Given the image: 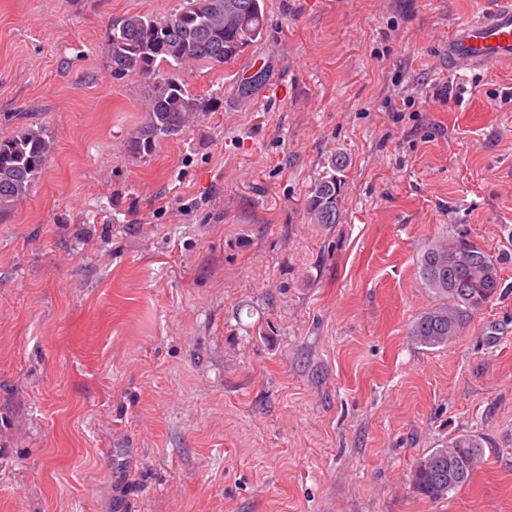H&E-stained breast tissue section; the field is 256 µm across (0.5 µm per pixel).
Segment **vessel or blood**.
Wrapping results in <instances>:
<instances>
[{
  "instance_id": "vessel-or-blood-1",
  "label": "vessel or blood",
  "mask_w": 512,
  "mask_h": 512,
  "mask_svg": "<svg viewBox=\"0 0 512 512\" xmlns=\"http://www.w3.org/2000/svg\"><path fill=\"white\" fill-rule=\"evenodd\" d=\"M505 61L512 62V0H496L448 37L450 67L489 71Z\"/></svg>"
}]
</instances>
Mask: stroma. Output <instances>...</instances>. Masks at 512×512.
Listing matches in <instances>:
<instances>
[{
	"label": "stroma",
	"mask_w": 512,
	"mask_h": 512,
	"mask_svg": "<svg viewBox=\"0 0 512 512\" xmlns=\"http://www.w3.org/2000/svg\"><path fill=\"white\" fill-rule=\"evenodd\" d=\"M181 2L0 0V137L53 143L0 219V512H512V63L448 66L493 0H266L135 157L146 81L105 35ZM459 235L503 292L426 348L417 263ZM460 434L471 482L421 498L415 460ZM344 162L336 158L331 163L329 176L317 180L310 189L306 208L315 224H334L338 208V196Z\"/></svg>",
	"instance_id": "obj_1"
}]
</instances>
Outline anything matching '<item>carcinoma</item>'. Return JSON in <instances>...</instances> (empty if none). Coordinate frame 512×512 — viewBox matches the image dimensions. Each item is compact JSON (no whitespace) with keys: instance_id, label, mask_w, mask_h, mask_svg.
Here are the masks:
<instances>
[{"instance_id":"carcinoma-1","label":"carcinoma","mask_w":512,"mask_h":512,"mask_svg":"<svg viewBox=\"0 0 512 512\" xmlns=\"http://www.w3.org/2000/svg\"><path fill=\"white\" fill-rule=\"evenodd\" d=\"M265 0H185L175 13L131 15L112 23L105 39L112 77L148 80L146 121L129 140V153L144 157L159 141L177 135L202 110L177 74L187 63H225L238 57L263 33ZM52 141L41 129L27 128L0 138V217L27 197L45 170ZM344 162L310 189L306 208L315 224H334ZM423 285L436 304L414 322L411 335L422 346L448 344L471 315L494 300L502 288L498 265L464 237L444 246L433 243L418 265ZM484 439L460 434L418 458L411 471L414 490L439 501L468 485Z\"/></svg>"}]
</instances>
